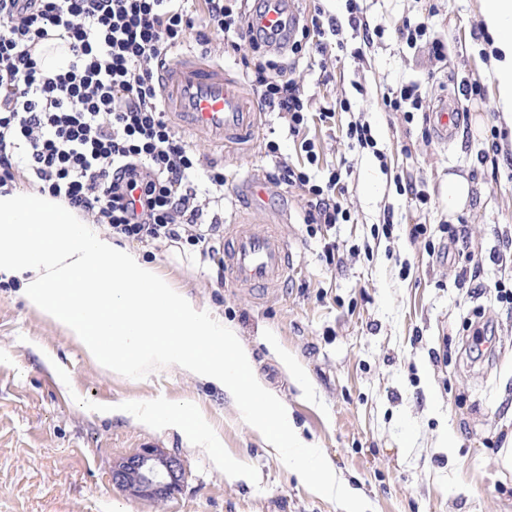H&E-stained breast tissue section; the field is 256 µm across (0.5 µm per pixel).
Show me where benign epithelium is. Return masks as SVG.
<instances>
[{"label": "benign epithelium", "mask_w": 512, "mask_h": 512, "mask_svg": "<svg viewBox=\"0 0 512 512\" xmlns=\"http://www.w3.org/2000/svg\"><path fill=\"white\" fill-rule=\"evenodd\" d=\"M184 477L181 458L153 443L112 463L113 487L154 503L164 502L178 493Z\"/></svg>", "instance_id": "7a95c632"}]
</instances>
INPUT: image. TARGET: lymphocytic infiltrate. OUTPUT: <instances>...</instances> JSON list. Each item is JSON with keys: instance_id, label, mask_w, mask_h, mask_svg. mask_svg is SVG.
Segmentation results:
<instances>
[{"instance_id": "lymphocytic-infiltrate-1", "label": "lymphocytic infiltrate", "mask_w": 512, "mask_h": 512, "mask_svg": "<svg viewBox=\"0 0 512 512\" xmlns=\"http://www.w3.org/2000/svg\"><path fill=\"white\" fill-rule=\"evenodd\" d=\"M208 29L199 41L222 37L227 48L253 50L243 64L262 110L286 119L301 160L265 149L269 181L300 189L310 232L351 219L340 197L342 174L318 181L316 144L304 91L282 64L260 55L267 36H246L231 0H204ZM322 7L292 31L285 45L324 56L338 35ZM194 27L189 0H0V188L27 174L41 192L91 214L96 223L140 243L165 240L196 247L202 257L223 237L211 211L224 172H201L200 159L165 116L156 73ZM63 40L65 69L44 72L36 48Z\"/></svg>"}]
</instances>
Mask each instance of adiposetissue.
<instances>
[{"label": "adipose tissue", "mask_w": 512, "mask_h": 512, "mask_svg": "<svg viewBox=\"0 0 512 512\" xmlns=\"http://www.w3.org/2000/svg\"><path fill=\"white\" fill-rule=\"evenodd\" d=\"M491 36L486 71L501 125L512 129V0H480ZM79 342L103 369L176 368L236 398L250 426L294 465L318 461L286 405L263 391L237 332L190 301L156 267L83 212L35 189L0 193V280ZM223 357L207 351L212 338Z\"/></svg>", "instance_id": "adipose-tissue-1"}]
</instances>
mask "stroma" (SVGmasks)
<instances>
[{
	"label": "stroma",
	"instance_id": "1",
	"mask_svg": "<svg viewBox=\"0 0 512 512\" xmlns=\"http://www.w3.org/2000/svg\"><path fill=\"white\" fill-rule=\"evenodd\" d=\"M342 19L343 48L324 62L301 58L295 77L313 106L350 100L335 127L308 131L320 154L319 177L341 168L350 222L309 236L300 191L270 185L256 224L280 222L296 271L268 300L217 282L213 262L188 245L131 242L196 304L238 332L266 391L289 409L302 438L365 499L367 512H512V307L496 302L497 282H512V155L492 147L498 114L491 101L479 0H366L364 43L345 19V0H324ZM428 19L446 46L437 60L398 38L406 21ZM480 79L485 103H470L456 137L425 134L422 113L390 112L385 97L419 86L426 106L462 101L463 83ZM369 123L374 149H350L348 123ZM287 161L296 143L278 113L267 112L250 145L228 155L192 148L224 166V221L244 206L238 184L272 168L265 144ZM473 186L469 203L449 212V175ZM410 181L427 202L400 192ZM392 219L391 236L380 227ZM462 223L459 249L443 231ZM426 237L409 234L412 225ZM336 245L334 263L323 256ZM17 281H0V512H339L310 472L288 462L244 420L234 398L179 370L116 374L100 367L65 330L30 308ZM494 334L480 359L464 327ZM276 338L299 366L292 373L267 346ZM164 403L190 408L193 427L147 425L139 413ZM454 433L455 447L444 444ZM154 443L176 453L186 478L173 498L153 503L110 481L113 461Z\"/></svg>",
	"mask_w": 512,
	"mask_h": 512
}]
</instances>
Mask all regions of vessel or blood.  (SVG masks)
<instances>
[{
    "instance_id": "b4317fda",
    "label": "vessel or blood",
    "mask_w": 512,
    "mask_h": 512,
    "mask_svg": "<svg viewBox=\"0 0 512 512\" xmlns=\"http://www.w3.org/2000/svg\"><path fill=\"white\" fill-rule=\"evenodd\" d=\"M255 22L268 32L287 34L292 19L285 0H267ZM159 83L168 116L192 140L219 147L239 145L258 127L254 101L225 76L223 63L211 57L184 51L166 63ZM433 113L441 137L452 139L460 125L459 110L443 102ZM222 261L225 282L260 299L273 296L293 269L290 242L277 225L261 230L246 216L226 229Z\"/></svg>"
}]
</instances>
